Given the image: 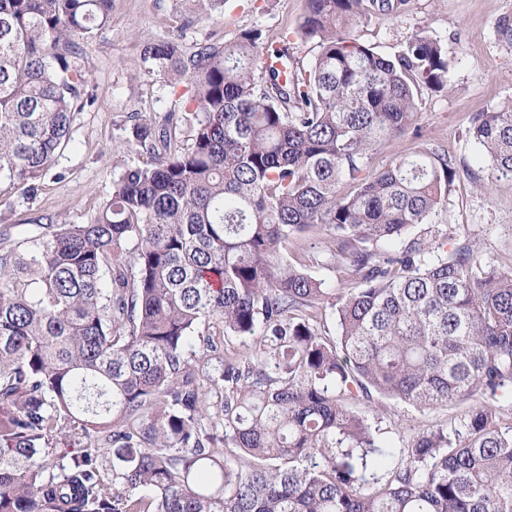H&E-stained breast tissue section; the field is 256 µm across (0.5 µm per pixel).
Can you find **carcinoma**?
I'll return each instance as SVG.
<instances>
[{
	"mask_svg": "<svg viewBox=\"0 0 512 512\" xmlns=\"http://www.w3.org/2000/svg\"><path fill=\"white\" fill-rule=\"evenodd\" d=\"M192 2L197 21L224 4ZM409 2L306 0L298 34L318 52L300 74L258 29L145 46L183 87L186 130L130 114L151 162L124 164L94 219L0 229V512H512V265L410 237L446 202V151L368 165L421 89L448 88L431 34L393 56L353 34ZM111 18L112 0H0L1 197L34 195L70 146L81 59ZM467 136L512 179L511 102ZM311 233L357 287L284 260ZM374 393L467 410L397 450L355 410ZM65 424L85 443L56 454Z\"/></svg>",
	"mask_w": 512,
	"mask_h": 512,
	"instance_id": "cac0c4a2",
	"label": "carcinoma"
}]
</instances>
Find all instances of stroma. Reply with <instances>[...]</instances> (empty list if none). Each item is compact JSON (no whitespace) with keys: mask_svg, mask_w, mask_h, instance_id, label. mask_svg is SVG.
I'll list each match as a JSON object with an SVG mask.
<instances>
[{"mask_svg":"<svg viewBox=\"0 0 512 512\" xmlns=\"http://www.w3.org/2000/svg\"><path fill=\"white\" fill-rule=\"evenodd\" d=\"M190 0H113L112 21L97 30L83 64L89 75L91 107L76 114L72 145L41 181L31 198L0 197V225L31 224L46 218L56 224H85L110 196L112 180L134 159L130 113L147 112L162 119L175 97L142 63L145 45L173 39L184 47L206 40H229L240 30L258 29L275 38L287 36L291 60L308 69L317 53L314 42L297 38L295 29L304 0H224L210 21L184 26ZM512 17V0H410L396 15L374 14L354 34L375 51L391 55L419 30L444 41L448 54V89H422L417 102L415 133L376 146L371 169L427 142L447 151L458 175L447 200L432 217L431 230L448 237L449 247L471 245L484 263L512 262V181L489 180L488 165L475 162L466 134L471 118L512 100V45L501 40L497 22ZM285 260L305 269L329 288H351L348 271L330 259L310 262L306 252L289 249ZM377 424L399 448L410 447L416 434L438 425H457L462 406L435 410L373 396Z\"/></svg>","mask_w":512,"mask_h":512,"instance_id":"stroma-1","label":"stroma"}]
</instances>
